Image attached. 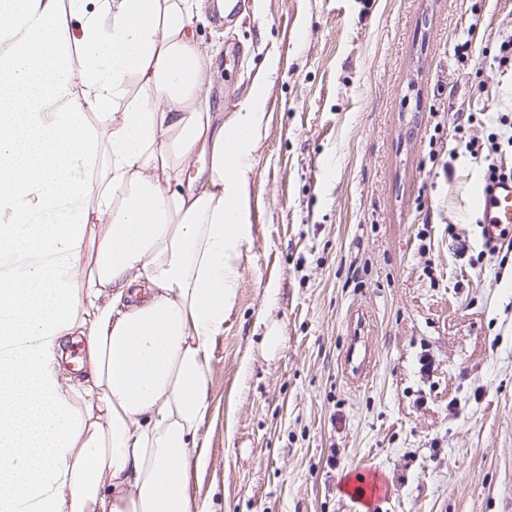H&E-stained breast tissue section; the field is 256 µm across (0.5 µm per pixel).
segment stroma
I'll return each mask as SVG.
<instances>
[{
    "mask_svg": "<svg viewBox=\"0 0 512 512\" xmlns=\"http://www.w3.org/2000/svg\"><path fill=\"white\" fill-rule=\"evenodd\" d=\"M216 2L195 7L213 108L256 92L263 122L195 492L211 512H512V259L474 205L512 166V0H243L232 25ZM346 362L355 376H361L369 367L371 354L367 347L361 343L359 337L354 338L346 354Z\"/></svg>",
    "mask_w": 512,
    "mask_h": 512,
    "instance_id": "35a3bbf8",
    "label": "stroma"
}]
</instances>
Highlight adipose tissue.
Here are the masks:
<instances>
[{
  "mask_svg": "<svg viewBox=\"0 0 512 512\" xmlns=\"http://www.w3.org/2000/svg\"><path fill=\"white\" fill-rule=\"evenodd\" d=\"M193 14L0 0V512H208L189 473L262 114L213 111Z\"/></svg>",
  "mask_w": 512,
  "mask_h": 512,
  "instance_id": "adipose-tissue-1",
  "label": "adipose tissue"
}]
</instances>
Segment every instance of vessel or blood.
Instances as JSON below:
<instances>
[{
  "label": "vessel or blood",
  "mask_w": 512,
  "mask_h": 512,
  "mask_svg": "<svg viewBox=\"0 0 512 512\" xmlns=\"http://www.w3.org/2000/svg\"><path fill=\"white\" fill-rule=\"evenodd\" d=\"M480 213L482 236L487 246H496L505 230L512 229V178H482L475 195ZM346 362L354 375H362L371 362V354L361 341H354L346 354Z\"/></svg>",
  "instance_id": "vessel-or-blood-1"
}]
</instances>
